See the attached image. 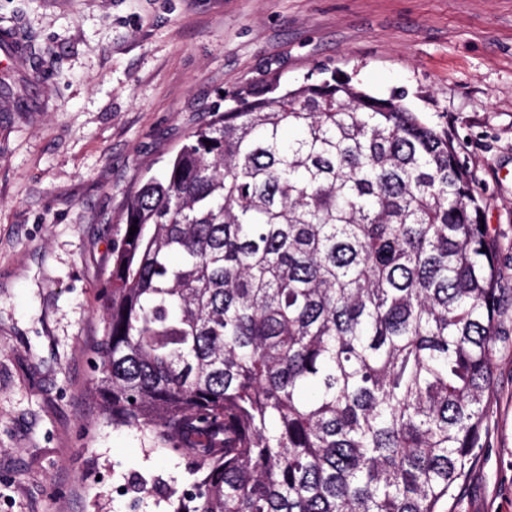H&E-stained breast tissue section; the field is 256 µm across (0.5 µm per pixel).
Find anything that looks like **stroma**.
Wrapping results in <instances>:
<instances>
[{
    "mask_svg": "<svg viewBox=\"0 0 512 512\" xmlns=\"http://www.w3.org/2000/svg\"><path fill=\"white\" fill-rule=\"evenodd\" d=\"M50 48L35 112H0V512H169L190 460L113 425L93 384L112 240L225 93L274 77L401 91L456 138L512 289V0H0ZM449 512H512V348Z\"/></svg>",
    "mask_w": 512,
    "mask_h": 512,
    "instance_id": "1",
    "label": "stroma"
}]
</instances>
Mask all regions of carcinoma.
Listing matches in <instances>:
<instances>
[{"label": "carcinoma", "mask_w": 512, "mask_h": 512, "mask_svg": "<svg viewBox=\"0 0 512 512\" xmlns=\"http://www.w3.org/2000/svg\"><path fill=\"white\" fill-rule=\"evenodd\" d=\"M404 99L243 87L129 198L93 373L112 424L195 461L171 512H448L477 463L512 294Z\"/></svg>", "instance_id": "cac0c4a2"}]
</instances>
